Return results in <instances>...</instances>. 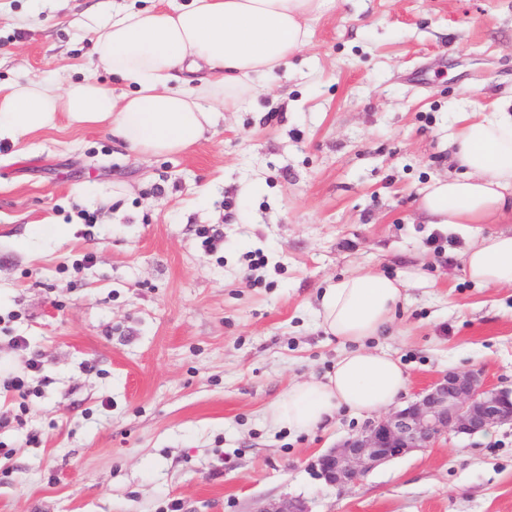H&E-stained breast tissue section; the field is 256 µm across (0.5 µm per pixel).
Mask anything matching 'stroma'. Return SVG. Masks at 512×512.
Segmentation results:
<instances>
[{"instance_id":"obj_1","label":"stroma","mask_w":512,"mask_h":512,"mask_svg":"<svg viewBox=\"0 0 512 512\" xmlns=\"http://www.w3.org/2000/svg\"><path fill=\"white\" fill-rule=\"evenodd\" d=\"M99 0H0V83L92 74ZM289 76L192 149L138 158L97 128L0 141V512H512V425L450 437L341 491L318 456L368 414L272 428L331 370L341 277L406 281L374 348L408 374L512 387V289L462 254L512 223L429 224L462 112L512 99V0H338Z\"/></svg>"}]
</instances>
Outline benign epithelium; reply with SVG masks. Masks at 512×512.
I'll return each mask as SVG.
<instances>
[{
    "instance_id": "7a95c632",
    "label": "benign epithelium",
    "mask_w": 512,
    "mask_h": 512,
    "mask_svg": "<svg viewBox=\"0 0 512 512\" xmlns=\"http://www.w3.org/2000/svg\"><path fill=\"white\" fill-rule=\"evenodd\" d=\"M512 424V388H498L472 370L449 371L403 408L370 420L317 459L321 474L340 489L356 486L379 465L414 450L435 447L451 435H473ZM259 512H309L288 499Z\"/></svg>"
}]
</instances>
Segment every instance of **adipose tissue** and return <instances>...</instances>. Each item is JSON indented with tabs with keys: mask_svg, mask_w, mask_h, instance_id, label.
I'll return each mask as SVG.
<instances>
[{
	"mask_svg": "<svg viewBox=\"0 0 512 512\" xmlns=\"http://www.w3.org/2000/svg\"><path fill=\"white\" fill-rule=\"evenodd\" d=\"M149 9L110 5L88 14L96 75L65 84L30 80L0 85V141L69 125L106 128L139 157L183 152L288 72L311 37V24L336 0H153ZM124 81L116 88L97 77ZM462 176L439 179L420 205L436 223L495 224L512 214V111L465 112L449 141ZM477 285L512 288V233L480 239L464 255ZM405 283L365 273L324 288L321 327L344 350L319 379L291 386L264 418L273 427L309 432L339 409L376 413L393 406L407 386L398 359L364 343L387 330Z\"/></svg>",
	"mask_w": 512,
	"mask_h": 512,
	"instance_id": "obj_1",
	"label": "adipose tissue"
}]
</instances>
